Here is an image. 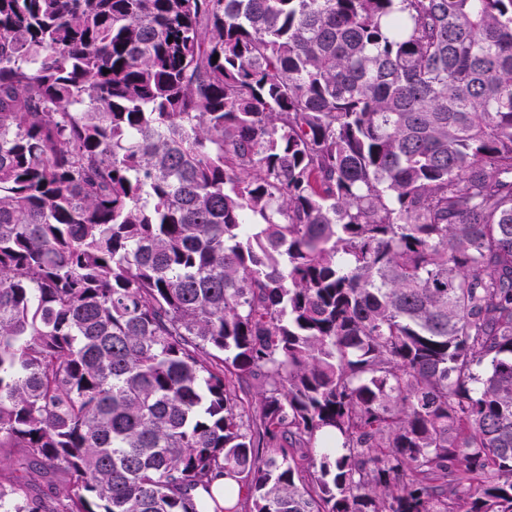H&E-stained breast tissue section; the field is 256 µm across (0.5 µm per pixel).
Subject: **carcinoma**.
<instances>
[{"instance_id": "carcinoma-1", "label": "carcinoma", "mask_w": 512, "mask_h": 512, "mask_svg": "<svg viewBox=\"0 0 512 512\" xmlns=\"http://www.w3.org/2000/svg\"><path fill=\"white\" fill-rule=\"evenodd\" d=\"M2 448L0 512H512V0H0Z\"/></svg>"}]
</instances>
